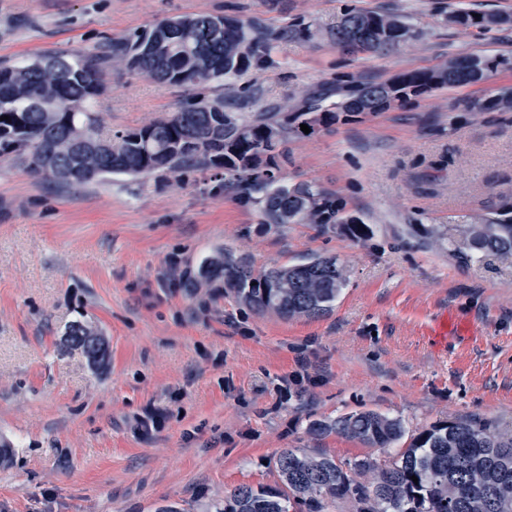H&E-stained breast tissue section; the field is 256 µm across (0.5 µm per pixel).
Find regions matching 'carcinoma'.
<instances>
[{
    "mask_svg": "<svg viewBox=\"0 0 512 512\" xmlns=\"http://www.w3.org/2000/svg\"><path fill=\"white\" fill-rule=\"evenodd\" d=\"M213 19L223 22L218 36L209 29ZM451 20L464 29L491 31L509 17H475L460 10ZM353 22L361 33L362 52L386 53L417 37L401 15L349 9L329 31L330 41L336 42ZM311 36L310 26L296 21L274 27L258 15L200 14L114 38L106 55L51 54L22 66L0 65V156H22L33 173L68 185L94 181L76 172L78 167L158 180L189 170H222L224 193L254 208L271 229L312 224L330 231L339 226L354 239L369 240L373 227L353 222L344 198L314 183H288L283 169L288 143L304 136L301 125L325 127L411 103L413 95L396 87L394 78L376 82L347 76L333 89L308 92L299 106L269 103L259 112L238 111V103L255 98L254 90L243 86L234 103L222 96H198L168 118L106 135L94 109L110 63L160 84L231 85L264 64L275 47ZM503 66L512 68L511 55H463L398 77L436 91L484 84ZM511 110L512 98L493 93L466 107L468 112ZM450 245L469 260L512 255V195L501 196L491 211L460 225ZM334 266L336 257L317 254L257 272L249 256L226 248L200 264L191 285L203 288L221 280L225 291L256 313L315 317L332 309L347 284L336 280ZM86 335L88 325L80 321L66 327L74 348L84 349L78 337ZM308 432L390 448L404 439L406 428L397 417L364 411L313 420ZM274 467L279 483L238 486L216 512H328L338 500L351 501L353 512H512V431H501L491 420L433 425L411 437L383 466L367 457L338 463L325 454L285 449Z\"/></svg>",
    "mask_w": 512,
    "mask_h": 512,
    "instance_id": "obj_1",
    "label": "carcinoma"
}]
</instances>
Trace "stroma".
Instances as JSON below:
<instances>
[{
  "instance_id": "stroma-1",
  "label": "stroma",
  "mask_w": 512,
  "mask_h": 512,
  "mask_svg": "<svg viewBox=\"0 0 512 512\" xmlns=\"http://www.w3.org/2000/svg\"><path fill=\"white\" fill-rule=\"evenodd\" d=\"M349 6L400 14L419 35L387 54L344 53L328 30ZM460 8L512 15V0H0V65L101 54L172 17L303 19L311 39L243 76L258 92L243 109L255 112L342 74L384 82L458 55L512 53V25L465 30L449 20ZM489 89L512 90V71L289 143L287 181L342 196L374 225L366 242L310 224L265 229L215 170L141 188L125 175L62 185L0 157V447L10 450L0 512H213L237 486L275 484L285 449L387 463L392 449L307 432L348 413L401 418L411 435L456 418L512 427V256L463 262L418 230H455L512 191V111L463 109ZM196 94L111 66L97 110L105 131L132 130ZM227 246L259 269L331 255L347 285L329 313L291 319L251 312L219 281L170 286V257L190 280ZM444 309L483 336L436 349L426 328ZM74 321L103 336L104 363L68 345ZM301 359L312 381L279 393ZM150 406L164 427L138 434Z\"/></svg>"
}]
</instances>
